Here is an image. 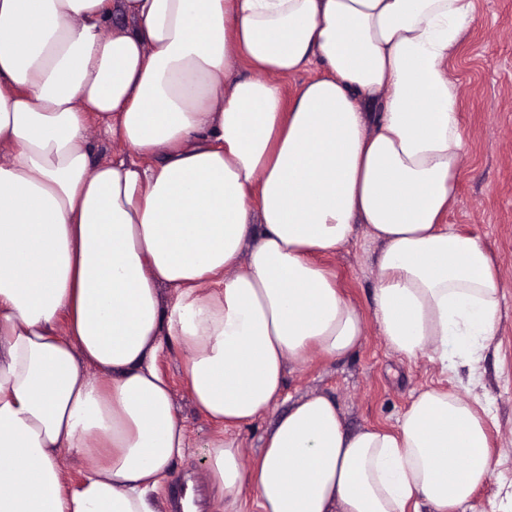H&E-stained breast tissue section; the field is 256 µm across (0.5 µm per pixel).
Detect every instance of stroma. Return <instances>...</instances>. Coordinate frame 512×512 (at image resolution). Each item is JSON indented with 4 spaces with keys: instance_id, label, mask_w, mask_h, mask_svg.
<instances>
[{
    "instance_id": "stroma-1",
    "label": "stroma",
    "mask_w": 512,
    "mask_h": 512,
    "mask_svg": "<svg viewBox=\"0 0 512 512\" xmlns=\"http://www.w3.org/2000/svg\"><path fill=\"white\" fill-rule=\"evenodd\" d=\"M475 20L451 62L457 80L459 119L466 148L456 203L447 221L476 236L492 255L499 276L502 317L497 334L478 364L477 392L495 418L488 431L491 470L475 491L470 512H500L501 490L512 487V0H474ZM352 303L369 319L361 347L338 361L313 357L291 369L284 398L273 412L236 430L245 458L262 447L278 415L292 399L324 394L336 399L348 429L391 427L419 389L462 392L461 383L421 356L407 359L390 350L370 316L376 269L364 240L323 257ZM185 353L171 346L157 366L171 381L175 406L196 444L191 459L174 462L157 496L159 512L171 508L176 481L209 493L205 442L215 426L194 406L184 374Z\"/></svg>"
}]
</instances>
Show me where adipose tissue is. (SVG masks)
Wrapping results in <instances>:
<instances>
[{"label":"adipose tissue","mask_w":512,"mask_h":512,"mask_svg":"<svg viewBox=\"0 0 512 512\" xmlns=\"http://www.w3.org/2000/svg\"><path fill=\"white\" fill-rule=\"evenodd\" d=\"M473 20V0H0V512H157L193 446L156 366L173 343L219 427L218 512H466L479 397L423 390L354 432L303 397L248 463L233 432L290 366L361 346L317 261L356 235L389 349L455 373L494 338L493 258L444 221ZM98 137L120 152L93 161ZM64 450L93 461L78 482Z\"/></svg>","instance_id":"obj_1"}]
</instances>
